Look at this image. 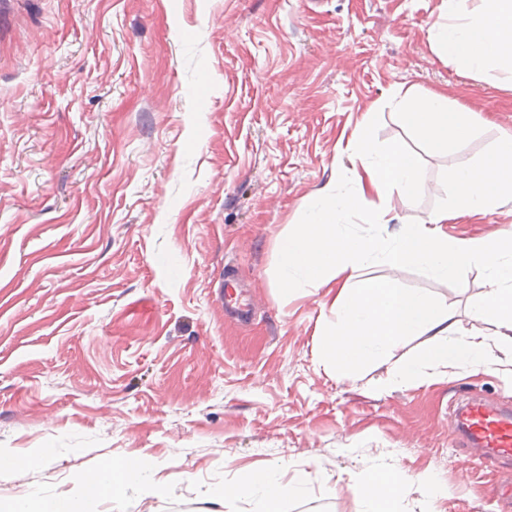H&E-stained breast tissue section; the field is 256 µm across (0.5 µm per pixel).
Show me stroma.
Listing matches in <instances>:
<instances>
[{
    "instance_id": "stroma-1",
    "label": "stroma",
    "mask_w": 512,
    "mask_h": 512,
    "mask_svg": "<svg viewBox=\"0 0 512 512\" xmlns=\"http://www.w3.org/2000/svg\"><path fill=\"white\" fill-rule=\"evenodd\" d=\"M442 0H0V448L39 468L0 473V503H48L114 457L160 491L100 512H251L224 502L241 469L298 486L282 512H363L349 478L385 471L397 512H512V473L452 443L458 395L512 408V349L384 384L427 337L339 380L315 344L333 321L312 284L278 289V243L323 189L358 192L348 142L416 160L417 223L452 203L448 172L512 136V77L472 75L428 30ZM447 91L463 140L423 143L389 101ZM449 239L512 237V199L448 222ZM232 266L255 304L224 314ZM366 275L445 302L462 335L487 272Z\"/></svg>"
}]
</instances>
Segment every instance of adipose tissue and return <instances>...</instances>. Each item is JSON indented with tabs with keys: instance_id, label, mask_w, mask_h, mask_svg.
<instances>
[{
	"instance_id": "adipose-tissue-1",
	"label": "adipose tissue",
	"mask_w": 512,
	"mask_h": 512,
	"mask_svg": "<svg viewBox=\"0 0 512 512\" xmlns=\"http://www.w3.org/2000/svg\"><path fill=\"white\" fill-rule=\"evenodd\" d=\"M442 11V20L429 29L440 56L475 74L495 69L512 74V0H443ZM396 106L405 125L441 150L473 126L472 112L451 105L444 92L423 99L404 95ZM353 147L360 165L359 194L317 195L303 223L282 238L278 248L282 292L291 293L304 282L319 284L321 307L336 316L335 324L320 332L321 365L337 379H348L409 337L425 335L432 339L430 346L404 362L390 378V386L415 381L425 367L488 366V341L512 346V239L452 243L442 226L460 216L491 210L501 198L512 197V138L503 140L482 165L449 171L453 207H440L418 223L401 225L397 238L389 243L343 234L338 223L349 212L361 214L368 224L388 223L392 200L410 206L421 189L417 165L401 147L379 146L366 122ZM379 261L395 271L414 265L436 278L457 281L472 266H483L487 288L476 316L485 326L484 333L458 338L454 314L431 295L401 290L388 278L364 276V269ZM148 471L140 459L113 458L95 472L76 476L78 501L61 499L41 509L20 499L11 512H97L100 500L124 498L135 485L146 494L157 493L159 487L148 480ZM350 488L364 504V512H391L404 491L402 482L383 471L353 481ZM282 494L274 475L253 470L240 471L236 483L224 490L228 499H252L255 512H279Z\"/></svg>"
}]
</instances>
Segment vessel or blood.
<instances>
[{
	"instance_id": "b4317fda",
	"label": "vessel or blood",
	"mask_w": 512,
	"mask_h": 512,
	"mask_svg": "<svg viewBox=\"0 0 512 512\" xmlns=\"http://www.w3.org/2000/svg\"><path fill=\"white\" fill-rule=\"evenodd\" d=\"M458 430L467 447L488 464L512 460V411L473 402L465 406Z\"/></svg>"
}]
</instances>
